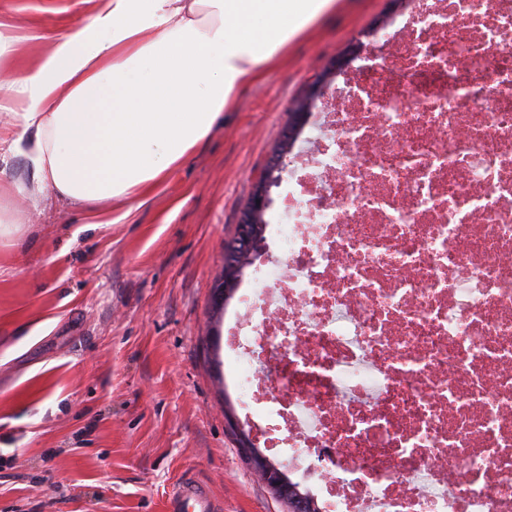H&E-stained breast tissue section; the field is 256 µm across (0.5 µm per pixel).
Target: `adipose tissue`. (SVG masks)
Segmentation results:
<instances>
[{"mask_svg":"<svg viewBox=\"0 0 512 512\" xmlns=\"http://www.w3.org/2000/svg\"><path fill=\"white\" fill-rule=\"evenodd\" d=\"M336 0H97L83 23L0 76V154L29 194L132 201L206 138L235 91ZM0 180L17 181L21 184H29L33 178V171L29 162L23 157H14L0 163Z\"/></svg>","mask_w":512,"mask_h":512,"instance_id":"adipose-tissue-1","label":"adipose tissue"}]
</instances>
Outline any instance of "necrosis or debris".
Here are the masks:
<instances>
[{
	"label": "necrosis or debris",
	"instance_id": "1",
	"mask_svg": "<svg viewBox=\"0 0 512 512\" xmlns=\"http://www.w3.org/2000/svg\"><path fill=\"white\" fill-rule=\"evenodd\" d=\"M382 39L224 319L232 403L319 512H512V0H407Z\"/></svg>",
	"mask_w": 512,
	"mask_h": 512
}]
</instances>
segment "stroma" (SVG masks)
Wrapping results in <instances>:
<instances>
[{
    "label": "stroma",
    "mask_w": 512,
    "mask_h": 512,
    "mask_svg": "<svg viewBox=\"0 0 512 512\" xmlns=\"http://www.w3.org/2000/svg\"><path fill=\"white\" fill-rule=\"evenodd\" d=\"M96 0H0L23 66ZM395 14L333 11L236 92L207 138L140 198L33 209L0 241V512H164L185 477L223 512H288L242 460L224 413V245L291 109L336 56Z\"/></svg>",
    "instance_id": "1"
}]
</instances>
